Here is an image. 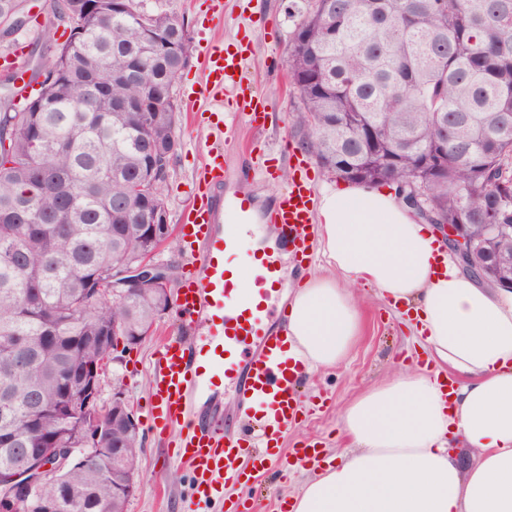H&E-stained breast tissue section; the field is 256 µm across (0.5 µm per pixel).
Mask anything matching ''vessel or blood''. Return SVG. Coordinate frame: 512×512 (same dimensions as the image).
<instances>
[{
  "mask_svg": "<svg viewBox=\"0 0 512 512\" xmlns=\"http://www.w3.org/2000/svg\"><path fill=\"white\" fill-rule=\"evenodd\" d=\"M250 51L221 42L203 49L207 74L198 94L217 103L220 118L198 176L199 201L178 226L190 264L176 299L187 338L163 345L149 399L156 422L181 426L175 454L194 480L198 506L223 500L225 482L248 484L277 461L285 430L304 409L299 369L275 320L274 303L286 286L282 259L255 229L273 225L293 254L308 258L316 190L300 165L288 190L263 212L252 197L227 188L251 169L252 153L241 145L238 125L261 129L269 118L246 75ZM28 62L27 45L18 42L0 55V71L20 80ZM229 386L237 395L234 418L216 407L200 412L201 400ZM257 405L264 409L258 419Z\"/></svg>",
  "mask_w": 512,
  "mask_h": 512,
  "instance_id": "obj_1",
  "label": "vessel or blood"
}]
</instances>
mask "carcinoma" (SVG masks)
Returning <instances> with one entry per match:
<instances>
[{
  "label": "carcinoma",
  "mask_w": 512,
  "mask_h": 512,
  "mask_svg": "<svg viewBox=\"0 0 512 512\" xmlns=\"http://www.w3.org/2000/svg\"><path fill=\"white\" fill-rule=\"evenodd\" d=\"M49 0L54 19H78L51 58L29 68V96L0 98V478L13 449L84 448L85 381L101 377L119 339L151 331L167 292L121 297L112 273L172 232L143 231L168 211L176 154L174 89L189 61L184 18L158 3ZM24 0H0V36L28 23ZM308 0L288 47L301 104V148L336 177L383 187L434 172L419 166L448 132V162L426 208L441 224H512V0ZM165 35L163 52L151 35ZM49 71L52 78L38 81ZM376 130L377 146L366 138ZM511 253L512 234L484 239ZM73 375L71 412H59L61 372ZM106 447L129 449L106 467L49 477L52 512H126L118 472L139 471V429L105 415Z\"/></svg>",
  "instance_id": "cac0c4a2"
}]
</instances>
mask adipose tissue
<instances>
[{
  "label": "adipose tissue",
  "instance_id": "1",
  "mask_svg": "<svg viewBox=\"0 0 512 512\" xmlns=\"http://www.w3.org/2000/svg\"><path fill=\"white\" fill-rule=\"evenodd\" d=\"M333 274L285 300L289 353L305 372L340 366L361 334L358 283L402 307L450 387L405 370L341 413L352 446L291 499L292 512H512V293L459 273L444 241L399 196L322 191Z\"/></svg>",
  "mask_w": 512,
  "mask_h": 512
}]
</instances>
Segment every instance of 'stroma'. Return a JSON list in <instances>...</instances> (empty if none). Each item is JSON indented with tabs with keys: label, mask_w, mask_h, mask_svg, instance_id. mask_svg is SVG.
<instances>
[{
	"label": "stroma",
	"mask_w": 512,
	"mask_h": 512,
	"mask_svg": "<svg viewBox=\"0 0 512 512\" xmlns=\"http://www.w3.org/2000/svg\"><path fill=\"white\" fill-rule=\"evenodd\" d=\"M209 3L210 0H166L170 11L185 18L192 46L189 65L174 87L181 106L179 146L165 196L170 221L175 225L197 199V173L205 165L214 140L210 122L194 119L195 114L211 108L208 99L197 95L206 77L201 49L214 41L233 44L242 39L251 12H262L263 18L247 72L275 119L259 130L246 125L239 129L242 144L252 147L253 157L263 169L262 174L246 179L248 194L261 207H268L273 197L287 188L296 160L305 156L298 146L303 135L296 122L299 100L289 86L285 65L286 49L304 0H222L223 10L217 17L212 15ZM26 8L30 14L42 17L43 23L27 24L18 37L29 43L33 54H47L61 34L59 28L45 22L48 0H27ZM362 294V335L342 366L315 372L303 380L310 408L285 434V448H316L323 459L336 457L350 445L341 423L342 409L404 364H425L420 337L405 327L398 312L376 299L372 288H363ZM182 336L178 313L169 310L158 319L153 336L134 346L119 344L116 360L107 363L102 376L103 403H110L115 386H122L125 398L136 411L142 437L139 485L128 502V512H182V502L191 492V475L172 453L171 442L178 436L179 426H153L148 413L155 358L166 341ZM313 474L312 468L294 464L287 455L269 466L254 485L230 488L226 495L255 499V512H282L285 502Z\"/></svg>",
	"instance_id": "1"
}]
</instances>
